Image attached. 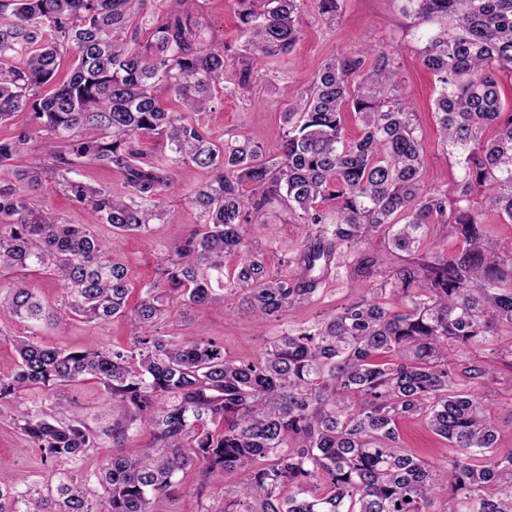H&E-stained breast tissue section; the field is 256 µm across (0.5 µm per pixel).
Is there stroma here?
<instances>
[{"mask_svg":"<svg viewBox=\"0 0 512 512\" xmlns=\"http://www.w3.org/2000/svg\"><path fill=\"white\" fill-rule=\"evenodd\" d=\"M335 21L323 20L310 0H304L300 12L301 38L294 49L279 57L253 56L251 77L247 88L236 94H218L208 112H193L189 118L202 126L217 141L246 139L263 148L266 155L279 152L282 135V114L296 92L305 88L311 77L326 63L344 53L375 48L391 54L399 66L403 87L409 97L415 121L424 144L423 184L428 189L447 186L456 174L454 160L443 152L437 135L434 101L438 84L420 60L421 33H439L449 28L448 20L434 18L418 22L403 10L404 0H339ZM205 36L222 46L225 55L238 56L243 40L237 28L235 0H199ZM207 171L191 165L171 170V181L160 195L163 205L177 218L171 223L151 225L144 234H114L110 225L97 224L93 230L110 248L113 260L126 265L131 293L130 302H137L144 286L157 276V268L190 231L198 217L187 201L188 195L207 182ZM247 245L263 260L270 275L296 277L299 269L290 264L305 238L300 225L289 222L287 213L278 206L251 214L246 226ZM372 283L350 278L346 268L329 271L326 289L312 300L291 306L281 319L255 322L241 312L242 296L224 293L221 299L205 307L182 312L179 300H172L157 328L163 336H204L222 343L225 357L237 360L254 359L267 343L281 331L314 322L333 313L337 306L367 294ZM62 348L122 346L130 340L126 320L88 323L75 318L58 325L23 322L0 305V377L12 374L18 355L16 337ZM498 382L490 393V405L504 445L512 446V363L497 366ZM63 403L62 419H78L94 428L112 422L110 405L102 386L93 381L66 388L20 393L14 401L0 404V474L16 489L46 490L48 472L38 448L15 427L19 410L38 404L53 411ZM401 444L409 451L434 463L444 462L451 455L446 440L432 434L419 418L404 420L400 426ZM198 473L185 478L173 498L155 501V512H204L220 507L223 489L216 484L200 487Z\"/></svg>","mask_w":512,"mask_h":512,"instance_id":"35a3bbf8","label":"stroma"}]
</instances>
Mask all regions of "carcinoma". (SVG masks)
I'll use <instances>...</instances> for the list:
<instances>
[{
  "mask_svg": "<svg viewBox=\"0 0 512 512\" xmlns=\"http://www.w3.org/2000/svg\"><path fill=\"white\" fill-rule=\"evenodd\" d=\"M147 0H0V127L28 111L27 122L0 135V279L35 268L60 280L64 304L47 309L28 282L8 283L3 303L20 319L88 322L123 318L132 341L110 350L61 349L15 341L16 368L0 378V402L85 380L103 385L117 452L97 474L99 507L72 466L99 434L80 420L63 422L35 406L17 429L41 452L55 489L34 495L0 477V512H153L181 479L199 471L201 487L236 475L217 512H512V448L499 431L484 388L501 359L489 337L512 329V246L491 238L474 196L512 221V102L497 75L512 73V0H405L418 19L445 17L454 31L426 39L422 65L439 84V136L459 175L444 190L423 186L424 145L398 65L385 51L343 54L326 63L283 112L280 154L248 140L211 139L186 112L211 109L224 86V50L204 38L194 0H164L141 48L133 2ZM244 51L288 53L300 37L301 0H236ZM334 20L339 0H313ZM74 56L59 77L58 59ZM164 83L179 103L155 95ZM359 122L345 134L343 113ZM42 136V159L24 160ZM162 140L167 154L141 149ZM116 170L127 192L71 177L83 162ZM214 173L189 198L202 223L175 245L161 280L131 306L126 266L112 261L90 229L144 231L167 215L159 196L173 165ZM58 176L86 222L65 224L35 207L46 173ZM249 186L244 195L243 186ZM280 204L308 227L294 279L272 278L246 245V216ZM320 224L336 225V240ZM442 225L464 243L445 256L430 229ZM390 248L370 251L377 234ZM243 252L224 275V257ZM345 262L356 277H389L369 298L289 329L256 359L224 357L212 339L159 336L152 328L164 299L209 304L228 287L245 292L259 321L279 318L322 291L325 271ZM485 347L480 360L457 363L450 352ZM421 417L455 454L444 465L400 444V423ZM146 427L151 443L120 451L130 431Z\"/></svg>",
  "mask_w": 512,
  "mask_h": 512,
  "instance_id": "cac0c4a2",
  "label": "carcinoma"
}]
</instances>
